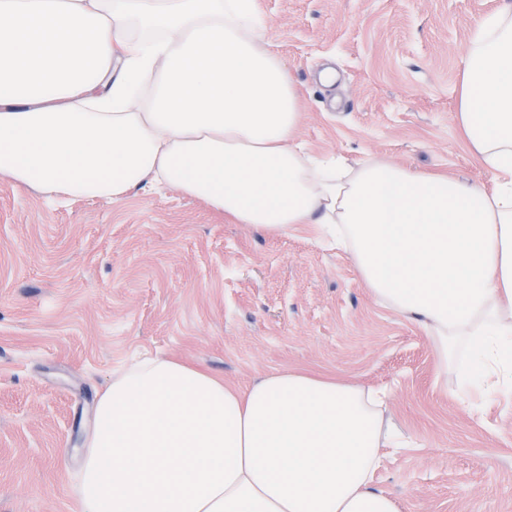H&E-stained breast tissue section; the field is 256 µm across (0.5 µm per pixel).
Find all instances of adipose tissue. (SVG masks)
Segmentation results:
<instances>
[{
    "label": "adipose tissue",
    "mask_w": 512,
    "mask_h": 512,
    "mask_svg": "<svg viewBox=\"0 0 512 512\" xmlns=\"http://www.w3.org/2000/svg\"><path fill=\"white\" fill-rule=\"evenodd\" d=\"M255 0H0V175L52 201L168 186L265 234L330 230L461 388L512 393V4L464 59L459 121L493 190L296 141ZM82 512H398L376 394L305 371L239 390L146 355L102 392Z\"/></svg>",
    "instance_id": "obj_1"
}]
</instances>
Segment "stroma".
Segmentation results:
<instances>
[{
    "mask_svg": "<svg viewBox=\"0 0 512 512\" xmlns=\"http://www.w3.org/2000/svg\"><path fill=\"white\" fill-rule=\"evenodd\" d=\"M504 0H256L315 156L491 185L459 126L462 59ZM246 388L305 370L383 390L408 441L375 486L399 512H512V395L455 393L427 333L316 227L235 224L168 188L56 202L0 177V512H81L99 393L134 354Z\"/></svg>",
    "mask_w": 512,
    "mask_h": 512,
    "instance_id": "stroma-1",
    "label": "stroma"
}]
</instances>
